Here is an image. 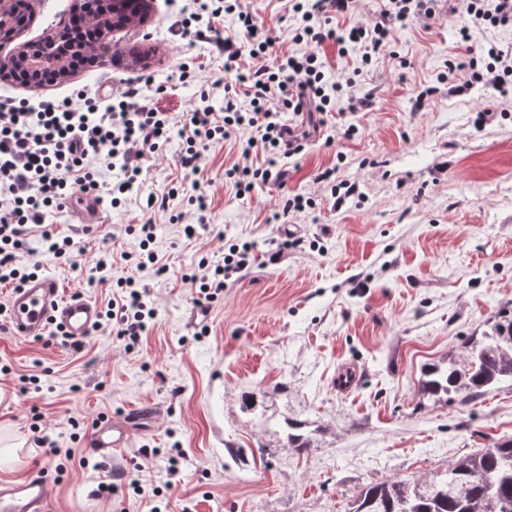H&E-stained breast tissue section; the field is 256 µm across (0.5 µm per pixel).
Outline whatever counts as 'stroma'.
I'll list each match as a JSON object with an SVG mask.
<instances>
[{"label":"stroma","mask_w":512,"mask_h":512,"mask_svg":"<svg viewBox=\"0 0 512 512\" xmlns=\"http://www.w3.org/2000/svg\"><path fill=\"white\" fill-rule=\"evenodd\" d=\"M32 3L25 41L68 23L75 5ZM245 5L280 39L298 25L282 0ZM439 8L433 20L393 29L368 64L360 45L345 54L331 41L318 47L326 83H344V95L304 151L283 159L285 186L236 197L226 170L267 160L259 146L242 157L236 136L211 147L194 178H185L183 142L174 134L144 162L121 205L103 203L91 234L68 212L49 213L47 225L85 249L81 269L45 252L37 234L21 263L38 261L66 293L102 306L119 281L138 276L156 317L129 351L104 331L92 332L79 352L59 339L48 345L0 332V448L14 450L0 482L47 474L50 512H349L371 484L429 479L512 438L511 384L465 406L419 389L425 364L481 335L512 304V84L498 90L480 82L449 95L450 85L468 80L471 54L448 19L447 0ZM195 9L194 0H149L145 25L112 34L113 44L145 51V60L123 56L39 89L0 81V101L61 99L144 78L157 91L154 107L172 120L204 90L223 111L224 92L211 87L224 73L223 56L176 26L181 11ZM184 57L198 72L190 84L174 74ZM327 169L358 186L342 206L318 179ZM172 188L178 194L167 210L147 211L148 195ZM297 194L313 206L283 214L284 198ZM149 219L153 247L169 268L163 276L120 258L138 251L131 227ZM188 224L196 236L184 235ZM286 238L295 247L275 252L273 240ZM237 241L253 243L250 267L227 280L203 322H189L197 293L182 274L211 273ZM102 243L115 259L97 282L91 275ZM344 364L360 371L346 394L332 385ZM248 396L265 417L245 410ZM141 405L154 417L136 427L128 448L104 461L91 454L97 418L120 419ZM287 417L304 422L310 448L287 446ZM39 429L75 448L76 460L46 454L35 441ZM81 457L89 468L79 467ZM120 473L158 488V496H138L129 485L102 493Z\"/></svg>","instance_id":"stroma-1"}]
</instances>
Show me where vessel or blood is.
I'll return each instance as SVG.
<instances>
[{"label": "vessel or blood", "mask_w": 512, "mask_h": 512, "mask_svg": "<svg viewBox=\"0 0 512 512\" xmlns=\"http://www.w3.org/2000/svg\"><path fill=\"white\" fill-rule=\"evenodd\" d=\"M74 223L90 228L100 220L98 199L80 194L69 202ZM100 318V308L91 299L65 294L59 281L38 275L11 292L8 323L11 334L40 336L49 327H59L73 341L86 339ZM130 423L99 419L93 428L91 449L102 458L127 447L132 439ZM52 490L46 476H31L15 482L0 483V512H48Z\"/></svg>", "instance_id": "1"}]
</instances>
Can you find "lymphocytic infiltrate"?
<instances>
[{
	"label": "lymphocytic infiltrate",
	"mask_w": 512,
	"mask_h": 512,
	"mask_svg": "<svg viewBox=\"0 0 512 512\" xmlns=\"http://www.w3.org/2000/svg\"><path fill=\"white\" fill-rule=\"evenodd\" d=\"M352 0H288L289 10L300 14L301 23L293 31L287 53L274 55L278 42L273 32L249 12L241 0H199L198 8L216 19L236 15L233 35L210 25L193 29L191 18L180 21L182 30L192 31L195 40L215 45L225 55V69L234 70L241 50H248L255 64L235 72V80L245 88L244 95L224 94V111L209 106L208 93H201L199 106L183 113L181 137L185 146L179 165L196 173L205 152L233 134L247 133L248 145H262L270 158L266 167L233 166L226 170L239 197L250 195L256 184H282L285 175L278 158H288L303 148L300 137L283 122L281 112L310 110L328 112L333 99L326 91L324 63L315 47L335 40L339 52L348 44L365 47L364 60L384 44L392 29L407 21H419L434 13L433 0H387L375 21L353 25L345 34L335 35L323 23L325 14L347 12ZM454 12L469 19L460 28L462 41L471 54L484 59V70L472 77L501 87L512 80V54L496 45L476 44L473 30L487 25L512 22V0H456ZM248 105H241V98ZM167 113L152 107L142 87L128 82L116 101L104 104L77 91L75 98L61 101L44 99L37 105L0 102V282L22 287L31 274L19 262L27 240L40 234L48 253L80 266L71 237L60 236L44 226L51 209L64 207L77 194L107 195L119 205L137 182L143 163L158 154L171 131ZM111 172V180L100 177ZM249 246L230 245L222 264L209 278L190 276L198 284V304L216 300L225 281L250 265ZM156 316L148 285L134 280L121 282L117 297L109 299L98 324L133 348Z\"/></svg>",
	"instance_id": "obj_1"
}]
</instances>
